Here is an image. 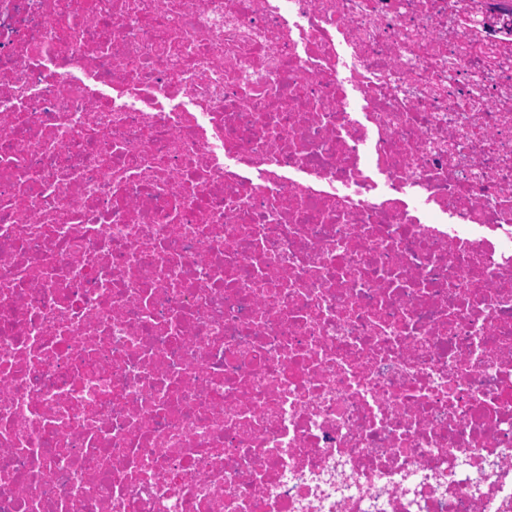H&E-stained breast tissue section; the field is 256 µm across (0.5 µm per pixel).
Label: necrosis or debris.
Returning a JSON list of instances; mask_svg holds the SVG:
<instances>
[{
    "mask_svg": "<svg viewBox=\"0 0 512 512\" xmlns=\"http://www.w3.org/2000/svg\"><path fill=\"white\" fill-rule=\"evenodd\" d=\"M0 512H512V0H0Z\"/></svg>",
    "mask_w": 512,
    "mask_h": 512,
    "instance_id": "4bbe7bcc",
    "label": "necrosis or debris"
}]
</instances>
